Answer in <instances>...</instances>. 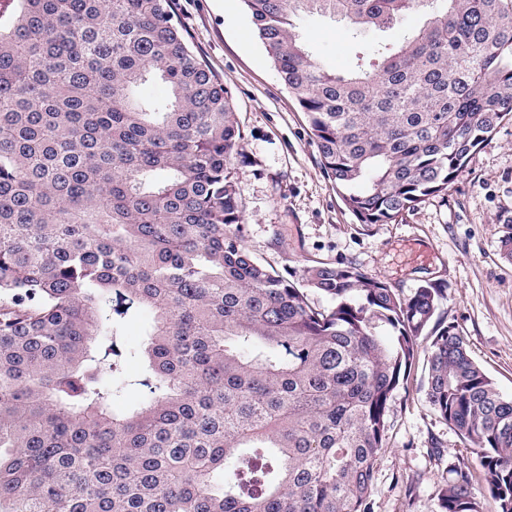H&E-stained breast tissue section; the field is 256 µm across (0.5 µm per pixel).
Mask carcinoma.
Segmentation results:
<instances>
[{
    "label": "carcinoma",
    "mask_w": 512,
    "mask_h": 512,
    "mask_svg": "<svg viewBox=\"0 0 512 512\" xmlns=\"http://www.w3.org/2000/svg\"><path fill=\"white\" fill-rule=\"evenodd\" d=\"M242 2L361 224L446 194L512 121V0ZM410 14L345 74L293 23L360 37ZM242 136L173 0H0V512H371L442 289L402 298L353 263L297 284L256 259ZM143 311L131 350L122 326ZM432 335L426 400L477 455L490 512H512V397L454 326ZM131 385L140 403L115 412ZM438 506L485 512L469 469L448 465Z\"/></svg>",
    "instance_id": "carcinoma-1"
}]
</instances>
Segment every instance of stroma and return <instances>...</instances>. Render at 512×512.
<instances>
[{
    "instance_id": "stroma-1",
    "label": "stroma",
    "mask_w": 512,
    "mask_h": 512,
    "mask_svg": "<svg viewBox=\"0 0 512 512\" xmlns=\"http://www.w3.org/2000/svg\"><path fill=\"white\" fill-rule=\"evenodd\" d=\"M174 12L238 112L242 245L294 281L310 267L352 262L402 297L435 284L443 290L436 321L453 325L474 361L512 397V260L499 250L512 224V122L479 146L447 195L426 199L395 222L361 224L324 173L308 119L279 81L242 0H175ZM299 30L326 68L351 69L358 45L344 22L312 16ZM426 358L419 352L395 394L372 512H439L448 465L480 470L425 400Z\"/></svg>"
}]
</instances>
